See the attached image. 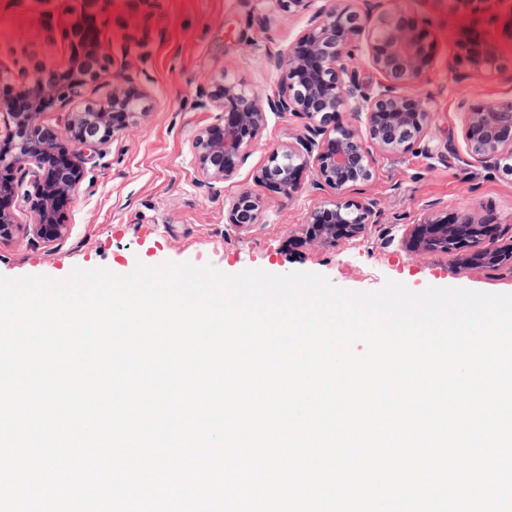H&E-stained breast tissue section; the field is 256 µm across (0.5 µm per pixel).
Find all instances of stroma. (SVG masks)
Returning a JSON list of instances; mask_svg holds the SVG:
<instances>
[{
  "label": "stroma",
  "instance_id": "obj_1",
  "mask_svg": "<svg viewBox=\"0 0 512 512\" xmlns=\"http://www.w3.org/2000/svg\"><path fill=\"white\" fill-rule=\"evenodd\" d=\"M454 5L383 0V11L429 23L431 61L408 89L429 111L427 133L407 153L378 156L371 178L347 192L351 201H376L377 223L358 239L316 247L306 238L310 214L334 200L333 190L318 188L310 170L291 195L254 180L274 151L303 132L304 118L269 114L238 175L207 181L192 149L213 120L200 97L207 81L225 78L266 100L283 77L268 57L287 51L316 15L359 8L360 0H307L289 12L276 0H156L149 9L112 0L98 16L104 69L80 95L48 109L43 121L63 128L75 113L109 100L119 83L138 94L137 111L113 141L79 146L83 176L62 208L63 239L48 242L30 232V177L16 172L17 193L7 205L14 230L0 238V275L62 279L77 267L127 275L140 264L174 261L227 275L311 272L353 291H373L391 279L415 291L433 286L512 294V262L461 271L453 255L413 257L402 243L414 222L431 215L469 216L512 236V175L470 159L464 145L471 108L512 101V0H486L474 14ZM86 8V0H0V93L21 83L25 44H42L46 72L66 71L71 49L65 32ZM475 21L498 43L500 68L476 71L458 63L460 36ZM244 190L260 194L265 208L258 223L239 227L226 222L225 206Z\"/></svg>",
  "mask_w": 512,
  "mask_h": 512
}]
</instances>
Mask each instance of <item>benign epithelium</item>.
Masks as SVG:
<instances>
[{
  "mask_svg": "<svg viewBox=\"0 0 512 512\" xmlns=\"http://www.w3.org/2000/svg\"><path fill=\"white\" fill-rule=\"evenodd\" d=\"M364 31L361 15L341 9L314 23L284 55L271 59L275 68L286 71L283 85L261 105L244 85L224 79L210 82L202 92L203 106L215 112L213 122L193 140L192 148L201 176L212 181L233 179L250 156V148L267 125V112L301 115L307 119L304 133L295 142L274 152L255 175L259 183L272 184L290 195L300 187L301 173L311 168L317 186L336 191L338 199L315 209L307 234L313 243L352 239L374 223L375 203L339 199L350 186L372 176L375 153L410 151L425 134L427 110L420 100L405 93L430 62L426 31L402 14L384 20V36L367 37L368 51L380 79L364 81L353 65V40ZM100 31L85 34L71 31L75 51L72 68L82 67L85 58L96 54ZM459 61L473 70L496 65L498 50L478 30L463 33ZM16 98L26 101L19 110L13 101L0 98V112L10 116L0 150V238L12 233L10 215L3 197L13 192L14 171L26 169L33 177L28 194L37 218L38 237L63 238L66 225L57 212L59 198H70L83 173L78 152H62L66 143L102 145L124 127V117L135 110L136 94L117 89L108 102L78 113L64 130L43 124L38 95L23 88ZM352 106L355 117H364L367 137L358 129L336 123V113ZM464 144L475 161L490 163L512 158V103L479 107L467 113ZM264 210L262 198L250 191L234 197L227 207V223L255 224ZM499 238V225L482 224L470 218L450 221L428 218L413 225L404 239L407 251L444 252L456 255L459 268L496 266L512 259V243L488 247Z\"/></svg>",
  "mask_w": 512,
  "mask_h": 512,
  "instance_id": "benign-epithelium-1",
  "label": "benign epithelium"
}]
</instances>
